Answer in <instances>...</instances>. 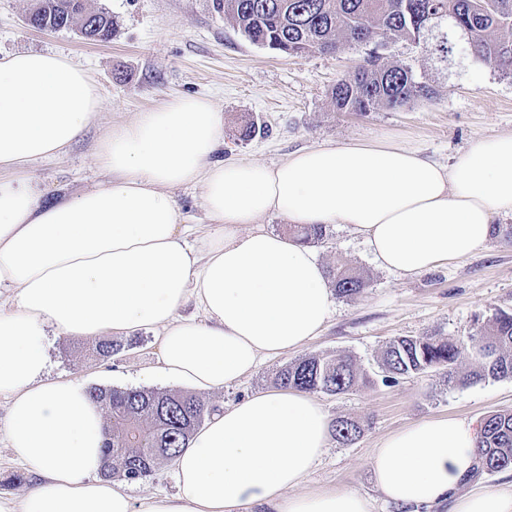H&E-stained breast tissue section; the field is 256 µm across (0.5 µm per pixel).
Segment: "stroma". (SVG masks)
Listing matches in <instances>:
<instances>
[{
  "instance_id": "35a3bbf8",
  "label": "stroma",
  "mask_w": 512,
  "mask_h": 512,
  "mask_svg": "<svg viewBox=\"0 0 512 512\" xmlns=\"http://www.w3.org/2000/svg\"><path fill=\"white\" fill-rule=\"evenodd\" d=\"M36 0H0V55L18 51L62 54L87 70L100 94L94 123L68 154L38 163L26 174L44 201L73 197L104 182L96 145L113 126L181 96H202L224 115V144L218 155L274 165L312 146L390 137L448 164L480 137L512 133V76L475 58L457 41L448 59L421 55L405 41H392V59L412 63L435 87L432 99L389 111L341 112L331 92L337 80L362 63L366 48L346 45L305 57L277 53L234 32L209 0H84L106 9L114 30L106 42L75 32H42L25 18ZM255 126L244 137L247 126ZM313 251L324 268L342 262L356 268L368 286L357 296L335 298L332 317L300 352L264 360L258 369L223 391L203 393L214 407L274 389L278 371L300 355L351 356L367 383L341 395L319 394L330 420L359 422L355 443L331 442L302 488H349L373 494L369 457L390 433L416 421L457 417L483 419L512 409V379L470 384L447 382L442 371L383 380L377 359L396 336H465L476 320L512 311V243L490 238L471 256L425 274L404 277L380 268L362 239L340 224L328 225ZM112 359L92 357L88 338L51 339L52 374L91 387L173 389L144 372L158 366V333L143 328L122 337Z\"/></svg>"
}]
</instances>
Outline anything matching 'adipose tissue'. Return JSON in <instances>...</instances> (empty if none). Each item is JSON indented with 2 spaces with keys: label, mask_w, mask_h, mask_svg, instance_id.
<instances>
[{
  "label": "adipose tissue",
  "mask_w": 512,
  "mask_h": 512,
  "mask_svg": "<svg viewBox=\"0 0 512 512\" xmlns=\"http://www.w3.org/2000/svg\"><path fill=\"white\" fill-rule=\"evenodd\" d=\"M99 108L95 83L66 56H0V431L31 476L25 494L0 495V512H373L356 490L298 493L331 422L295 389L212 413L172 461L176 493L132 496L129 481L103 476L104 413L84 383L51 375L49 338L150 327L166 377L223 390L301 349L331 314L313 250L259 219L348 225L382 268L420 275L483 248L494 215L512 214V134L472 140L448 166L388 138L276 165L217 161L220 112L184 96L104 136L107 182L43 203L23 175L67 153ZM188 185L201 186L210 222L196 238L173 194ZM189 301L200 317L181 316ZM481 429L438 417L389 434L370 457L375 489L403 512H512V486L468 488Z\"/></svg>",
  "instance_id": "1"
}]
</instances>
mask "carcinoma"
Instances as JSON below:
<instances>
[{"instance_id": "cac0c4a2", "label": "carcinoma", "mask_w": 512, "mask_h": 512, "mask_svg": "<svg viewBox=\"0 0 512 512\" xmlns=\"http://www.w3.org/2000/svg\"><path fill=\"white\" fill-rule=\"evenodd\" d=\"M224 22L251 43L296 57L333 51L345 43L367 46L364 64L343 75L332 90L342 112L402 109L430 99L432 85L416 76L411 64L392 60L387 40H404L440 59L448 58V31L467 41L471 53L504 75L512 76V0H212ZM90 16L94 41L112 37V15L104 8L86 11L83 0H37L28 19L43 31L83 32ZM288 235L303 244L325 241L324 224H290ZM336 294L352 297L368 286L354 268L330 271ZM122 343L105 339L93 353L103 360ZM467 358L473 370L466 381L512 378V313L500 311L467 336H399L381 353L385 382L400 376L441 369L448 381ZM367 382L348 356L309 355L288 363L276 375L281 388L329 395ZM90 395L104 411L107 440L103 475L138 481L153 474L184 447L213 407L193 394L158 389L92 387ZM336 441L348 445L360 436L355 421L333 425ZM480 471L493 474L512 467V409L484 419L478 443Z\"/></svg>"}]
</instances>
